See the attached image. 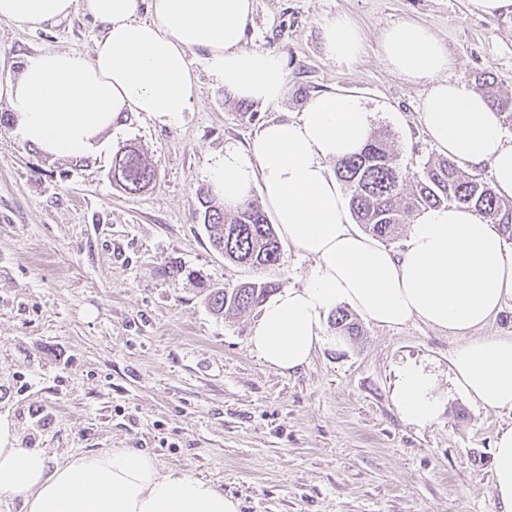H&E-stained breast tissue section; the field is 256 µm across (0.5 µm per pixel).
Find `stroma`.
Instances as JSON below:
<instances>
[{"label":"stroma","mask_w":512,"mask_h":512,"mask_svg":"<svg viewBox=\"0 0 512 512\" xmlns=\"http://www.w3.org/2000/svg\"><path fill=\"white\" fill-rule=\"evenodd\" d=\"M350 14L361 59L328 58L322 26ZM405 19L430 26L456 64L451 80L479 90L492 76L512 97V14L468 12L467 0H254L244 47L279 54L288 95L262 107L233 99L202 52L188 54L198 95L159 123L127 112L113 147L138 146L157 177L138 194L111 178L112 154L53 157L21 141L0 101V415L51 460L135 448L160 466L214 482L239 512H498L492 447L512 411L460 394L451 358L464 339L415 319L397 329L361 320L360 336L325 341L292 375L266 365L248 339L259 313L218 316L203 284L262 276L301 285L314 265L283 246L278 267L255 273L215 251L199 217V189L225 149H244L266 121L320 94L356 95L402 163L421 172L436 154L422 120L427 85L391 73L380 32ZM100 33L84 12L58 25H0V80L24 55L89 51ZM422 368L443 406L432 424L401 420L400 370ZM51 413L30 430V413Z\"/></svg>","instance_id":"35a3bbf8"}]
</instances>
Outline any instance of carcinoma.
Here are the masks:
<instances>
[{"label": "carcinoma", "mask_w": 512, "mask_h": 512, "mask_svg": "<svg viewBox=\"0 0 512 512\" xmlns=\"http://www.w3.org/2000/svg\"><path fill=\"white\" fill-rule=\"evenodd\" d=\"M483 86L502 122L512 123V99L500 97L487 79ZM336 176L349 190V212L355 223L383 243L393 240L398 227L411 216L448 204L467 207L483 221L497 225L506 241H512V201L502 200L489 183L461 171L447 158L428 160L421 176L410 180L384 131L370 137L361 152L337 162ZM155 177V169L136 148L123 147L116 152L112 180L126 192L141 191ZM200 198L202 223L212 246L225 259L255 270L278 265L282 242L256 201L250 198L229 209L207 190ZM278 289L274 281H246L211 288L205 300L217 314L243 312L260 306ZM333 325L341 336L360 334L356 319L344 308L336 309Z\"/></svg>", "instance_id": "obj_1"}]
</instances>
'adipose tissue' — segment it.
Here are the masks:
<instances>
[{"label": "adipose tissue", "instance_id": "obj_1", "mask_svg": "<svg viewBox=\"0 0 512 512\" xmlns=\"http://www.w3.org/2000/svg\"><path fill=\"white\" fill-rule=\"evenodd\" d=\"M79 6L101 27L91 53L42 50L25 57L17 79L0 81L18 137L44 153L106 152L125 112L169 123L190 111L198 88L191 49L205 53L211 73L235 99L268 106L288 93L283 58L242 46L253 0H0V23L37 30ZM145 8L151 20L141 19ZM322 41L327 57L340 62L362 54V32L346 14L323 25ZM378 45L394 74L429 84L422 114L435 149L471 168L489 166L495 193L512 199V139L481 93L449 80L454 61L441 38L403 20L384 29ZM370 130L371 114L359 98L326 93L298 115L264 123L247 151L225 150L210 168L227 206L259 189L280 237L314 261L301 285L263 304L249 336L252 351L282 374L309 363L327 313L342 302L381 327L418 318L467 335L512 298V247L468 208L427 211L398 252L354 228L329 165L359 152ZM451 364L461 393L484 409L512 411V336L469 339ZM433 389L422 369L403 368L394 392L401 419L419 426L436 421ZM492 463V494L500 512H512V428L496 437ZM3 499L19 502L18 512H239L213 482L161 470L137 449L83 451L51 463L0 418Z\"/></svg>", "mask_w": 512, "mask_h": 512}]
</instances>
